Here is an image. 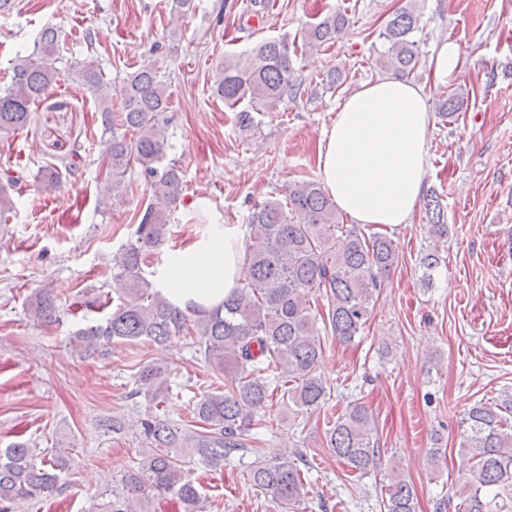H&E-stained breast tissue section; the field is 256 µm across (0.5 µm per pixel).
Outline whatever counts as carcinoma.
Instances as JSON below:
<instances>
[{
  "mask_svg": "<svg viewBox=\"0 0 512 512\" xmlns=\"http://www.w3.org/2000/svg\"><path fill=\"white\" fill-rule=\"evenodd\" d=\"M412 9L395 12L378 33V64L401 77L419 65L417 28ZM348 18L335 11L302 32L309 47L333 43L347 28ZM60 38L52 27L41 29L30 53L17 57L9 82L0 91V133L29 128L33 107L60 74ZM73 82L98 103L101 112L102 157L110 171L100 184V197L128 190L124 178L137 167L144 177L148 202L134 234L112 258V292L116 304L100 321L82 324L74 333L77 348L86 355L103 352L112 343L166 344L184 337L198 346L205 361L227 378L225 389L203 393L192 404L195 428L175 425L159 415L141 421L147 448L137 465L127 469L112 490L104 492L87 512H151L159 498H171L181 512H206V499L188 475L189 466L221 470L233 454L246 451L245 436L260 425L274 389L297 411L315 412L328 401L320 374L321 333L349 342L363 328L385 280L397 262L391 240L381 232L365 233L344 224L336 205L315 179L297 181L285 190L286 203L267 199L255 205L245 224V261L250 277L224 302L210 310L180 308L169 302L145 273V255L167 239L171 214L183 194V172L164 162L171 117L169 95L158 69L143 64L126 78L119 111L111 97L97 57L90 54L69 66ZM213 94L230 109L246 102L276 112L298 94L288 43L262 40L247 53L227 55L213 73ZM468 93L460 90L439 101V112L451 119ZM84 145L76 141L60 164L39 172L40 185L50 194L61 184L62 171L72 172L83 161ZM23 175L0 171V224L15 212L11 191ZM430 231L439 241L448 235L441 196L425 202ZM327 302L320 314L319 300ZM37 322L57 319L58 305L51 290L40 288L25 302ZM134 394L155 404L164 401L169 386L162 367H139ZM460 448L464 481L455 492L458 512H512V397L500 404L479 403L462 419ZM327 446L336 458L361 476L376 464L373 425L359 403L326 431ZM304 454L275 463L254 460L244 466V479L269 496L280 512H297L304 483L299 462ZM69 460L63 456L37 458L29 442L0 448V512L44 492L63 490ZM416 493L398 476L382 486L383 512H415Z\"/></svg>",
  "mask_w": 512,
  "mask_h": 512,
  "instance_id": "1",
  "label": "carcinoma"
}]
</instances>
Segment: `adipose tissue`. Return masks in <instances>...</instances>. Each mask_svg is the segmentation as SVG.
<instances>
[{"mask_svg": "<svg viewBox=\"0 0 512 512\" xmlns=\"http://www.w3.org/2000/svg\"><path fill=\"white\" fill-rule=\"evenodd\" d=\"M430 110L422 85L380 78L352 93L319 143L323 184L359 224L409 223L424 189ZM235 224L170 252L161 291L173 304H221L248 275Z\"/></svg>", "mask_w": 512, "mask_h": 512, "instance_id": "1", "label": "adipose tissue"}]
</instances>
